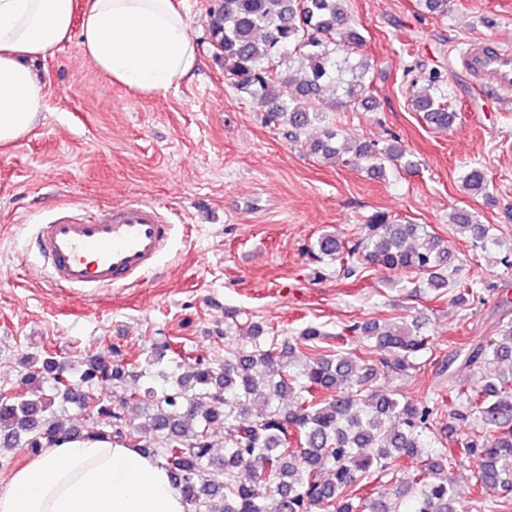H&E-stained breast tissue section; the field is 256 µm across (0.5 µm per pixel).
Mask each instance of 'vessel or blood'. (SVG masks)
Here are the masks:
<instances>
[{"mask_svg":"<svg viewBox=\"0 0 512 512\" xmlns=\"http://www.w3.org/2000/svg\"><path fill=\"white\" fill-rule=\"evenodd\" d=\"M455 64L475 84L489 87L496 104L512 102V46L475 41ZM171 231L157 204L130 199L91 218L63 209L40 226L36 244L53 287L92 297L103 288L137 284L141 274L155 268Z\"/></svg>","mask_w":512,"mask_h":512,"instance_id":"vessel-or-blood-1","label":"vessel or blood"}]
</instances>
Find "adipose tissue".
Instances as JSON below:
<instances>
[{
  "instance_id": "ef3b65f1",
  "label": "adipose tissue",
  "mask_w": 512,
  "mask_h": 512,
  "mask_svg": "<svg viewBox=\"0 0 512 512\" xmlns=\"http://www.w3.org/2000/svg\"><path fill=\"white\" fill-rule=\"evenodd\" d=\"M95 67L145 94L192 76L198 61L173 0H0V145L20 140L46 110L32 63L69 40ZM0 512H187L160 461L112 438L45 444L0 488Z\"/></svg>"
}]
</instances>
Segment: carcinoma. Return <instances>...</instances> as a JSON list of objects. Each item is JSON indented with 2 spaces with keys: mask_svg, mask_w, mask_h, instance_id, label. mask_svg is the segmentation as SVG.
Wrapping results in <instances>:
<instances>
[{
  "mask_svg": "<svg viewBox=\"0 0 512 512\" xmlns=\"http://www.w3.org/2000/svg\"><path fill=\"white\" fill-rule=\"evenodd\" d=\"M210 42L224 65V78L247 94L265 121L298 141L313 122L325 124L324 138L306 145L324 160L343 157L382 174L385 163L411 167L398 138L384 147L352 141L327 125L313 104L327 96L348 112L374 104L369 73L372 62L357 52L365 43L352 24L347 0H216ZM307 65L303 79L288 77L292 64ZM443 79L432 73L413 91L412 103L429 126L446 130L448 111ZM465 191L485 195L487 175L480 166L466 170ZM449 224L481 248L500 246L487 228L464 212ZM355 272L383 266L420 278L419 287L440 292L454 286V303L468 307L477 289L457 278L449 266L445 240L425 224H403L383 212L366 219L355 242L339 234H320L311 248ZM235 310L224 309V358L199 355L188 369L175 344L161 338L145 358L128 363L114 345L75 367L43 350L19 358L21 390H0V447L39 452L46 440L80 439L67 426V406L97 414L99 437L124 441L158 458L188 505V512H459L453 483L445 475L460 454L476 461L469 512H509L512 500L489 490L512 491V377L486 373L488 366L512 362V321L497 336L468 349L465 363L479 374L477 383H448V399L463 408L458 417L470 432L459 453L433 447V400L417 401L399 393H381L374 384L380 370L398 375L417 372L431 351L418 321L354 323L331 335L310 323L294 342L281 341L259 323L250 324V345L230 343ZM362 346L375 343L379 364L359 363L331 339L346 333ZM147 379L142 391H127V378ZM121 392L103 403L101 384ZM131 399L144 404L142 420L127 421ZM224 427V457L215 461L211 430ZM408 460L413 477L394 499L378 501L363 491L377 478L394 475L393 463Z\"/></svg>",
  "mask_w": 512,
  "mask_h": 512,
  "instance_id": "cac0c4a2",
  "label": "carcinoma"
}]
</instances>
